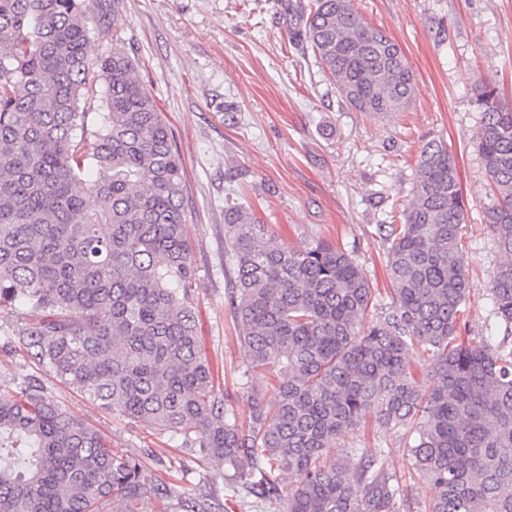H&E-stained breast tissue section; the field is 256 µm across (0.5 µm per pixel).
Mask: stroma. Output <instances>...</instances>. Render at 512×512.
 Returning <instances> with one entry per match:
<instances>
[{
	"label": "stroma",
	"mask_w": 512,
	"mask_h": 512,
	"mask_svg": "<svg viewBox=\"0 0 512 512\" xmlns=\"http://www.w3.org/2000/svg\"><path fill=\"white\" fill-rule=\"evenodd\" d=\"M285 0H121L115 22L94 25L88 44L99 58L120 37L137 74L170 125L186 174L185 220L195 281L191 302L202 357L228 408L246 422L239 387L247 359L226 301L224 206L250 204L287 245L324 237L352 252L378 291L367 321L388 312L390 282L377 233L410 188L422 145L440 138L456 160L468 203L463 243L473 278L459 329L480 336L486 288L500 253L484 222L488 181L475 146L480 116L472 100L496 82L512 101V0H354L372 25L402 47L416 95L406 111L378 117L346 106L295 34ZM48 396L95 425L113 448L143 458L178 491L211 495L231 512H287L286 501L257 502L229 491L224 472L187 454L181 437L160 434L112 413L40 374ZM338 448H388L408 471L396 432L367 423Z\"/></svg>",
	"instance_id": "obj_1"
}]
</instances>
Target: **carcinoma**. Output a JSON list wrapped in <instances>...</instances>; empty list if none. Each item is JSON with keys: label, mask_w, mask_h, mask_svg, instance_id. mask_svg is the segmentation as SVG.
Wrapping results in <instances>:
<instances>
[{"label": "carcinoma", "mask_w": 512, "mask_h": 512, "mask_svg": "<svg viewBox=\"0 0 512 512\" xmlns=\"http://www.w3.org/2000/svg\"><path fill=\"white\" fill-rule=\"evenodd\" d=\"M120 0H0V307L26 309L7 344L100 406L184 438L224 481L288 512H410L384 448L329 457L367 417L402 432L422 512H512V104L477 86L484 221L501 254L485 334L458 335L472 277L457 166L422 145L406 204L377 225L391 310L364 323L374 288L354 256L318 237L279 240L249 208L224 207L228 292L249 416L229 417L199 350L189 288L184 170L172 132L124 46L92 61L90 24ZM300 36L357 112L405 111L414 74L353 0L296 6ZM99 93L89 140L80 100ZM99 206L90 209L87 197ZM434 370L420 384L411 354ZM293 481L286 485L282 475ZM223 512L179 493L71 417L34 376L0 386V512Z\"/></svg>", "instance_id": "cac0c4a2"}]
</instances>
